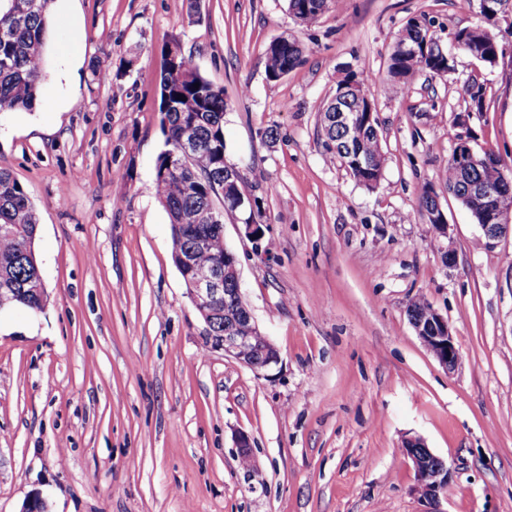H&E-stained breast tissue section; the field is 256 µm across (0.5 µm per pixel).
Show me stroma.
I'll return each instance as SVG.
<instances>
[{
  "instance_id": "1",
  "label": "stroma",
  "mask_w": 512,
  "mask_h": 512,
  "mask_svg": "<svg viewBox=\"0 0 512 512\" xmlns=\"http://www.w3.org/2000/svg\"><path fill=\"white\" fill-rule=\"evenodd\" d=\"M413 17L447 47L480 22L457 0H330L308 27L287 0H54L35 102L0 114V168L39 211L48 294L40 311L0 310V512L36 493L49 512H424L412 437L451 470L442 512H512V234L487 247L443 181L463 134L512 172V31L496 29L494 68L460 53L447 76L384 90ZM284 35L304 61L272 81L266 49ZM173 36L223 89L227 158L259 201V236L228 213L224 241L280 351L260 375L206 349L155 195ZM349 70L376 99L385 164L372 189L320 135ZM425 181L451 266L430 244ZM420 296L451 328L455 371L409 321ZM432 187L433 186L431 184L424 183L419 188L420 208H421V211L423 212V215L427 218L429 223H431L433 228L438 230L437 233L440 234V236H442L441 238H448V224H446L447 220H446L444 212H443L436 196L434 195V198L436 200V202H435V200L432 198V196L430 194V192L433 191ZM436 204H437L436 214L438 213V211L440 212L439 222L441 224H434L435 222L432 218L434 210L436 209Z\"/></svg>"
}]
</instances>
